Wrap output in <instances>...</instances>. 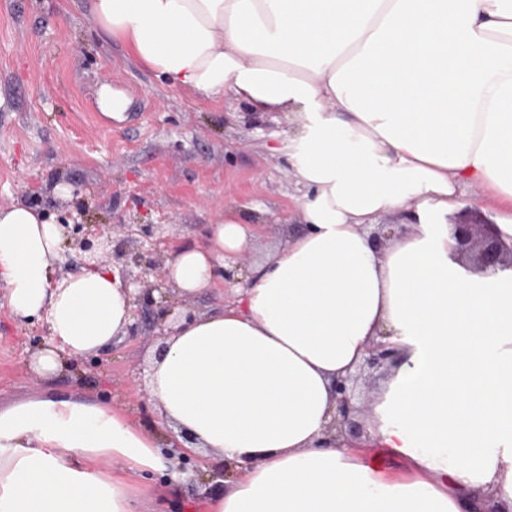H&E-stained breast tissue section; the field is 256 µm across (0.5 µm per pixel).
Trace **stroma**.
<instances>
[{"label":"stroma","mask_w":512,"mask_h":512,"mask_svg":"<svg viewBox=\"0 0 512 512\" xmlns=\"http://www.w3.org/2000/svg\"><path fill=\"white\" fill-rule=\"evenodd\" d=\"M104 83L129 100L118 116L98 108ZM249 109L230 95L210 100L164 84L91 29L89 0H0V207L80 208L116 242L121 224H166L180 244L201 241L230 201L258 213L262 236L248 251L260 262L287 244L303 191L281 114L265 115L261 129L246 123ZM47 344L42 322L13 318L0 285V405L42 394L101 403L166 447L171 430L147 386L155 330L69 356L49 380L31 370ZM133 483L149 488L155 512H208L231 486L203 470L175 496L164 470Z\"/></svg>","instance_id":"obj_1"}]
</instances>
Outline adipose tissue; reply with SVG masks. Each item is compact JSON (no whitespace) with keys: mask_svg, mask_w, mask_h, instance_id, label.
Instances as JSON below:
<instances>
[{"mask_svg":"<svg viewBox=\"0 0 512 512\" xmlns=\"http://www.w3.org/2000/svg\"><path fill=\"white\" fill-rule=\"evenodd\" d=\"M89 19L169 86L298 128L302 230L230 303L175 316L152 362L162 424L191 455L240 468L209 512H512V267L469 269L448 235L476 185L501 203L495 233L512 249V0H92ZM394 213L411 230L374 249L368 227ZM259 233L225 205L169 262L177 300L223 287ZM62 237L43 209L0 207V283L17 322L45 323L43 378L131 321L116 271L63 272ZM378 338L398 359L366 439L315 447L334 379ZM164 465L106 405L0 406V512H141L130 478Z\"/></svg>","mask_w":512,"mask_h":512,"instance_id":"1","label":"adipose tissue"}]
</instances>
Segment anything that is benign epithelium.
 <instances>
[{
  "instance_id": "obj_1",
  "label": "benign epithelium",
  "mask_w": 512,
  "mask_h": 512,
  "mask_svg": "<svg viewBox=\"0 0 512 512\" xmlns=\"http://www.w3.org/2000/svg\"><path fill=\"white\" fill-rule=\"evenodd\" d=\"M67 247L80 255V262H66L65 269L93 270L100 266L103 257L110 254L112 261L120 265L125 285L133 288L132 322L127 326L128 335H139L140 323L152 319L158 329L157 337L165 336V322L174 308V287L165 272V265L172 261L171 237L164 224H123L122 243L112 245L102 224L84 222L81 212L69 214V222L62 224ZM407 231L404 224L378 225L371 239L381 249L399 233ZM448 235L456 242L457 255L469 261L475 269L487 272L502 268L512 262L500 239L486 224L452 222ZM396 355L388 344L371 341L366 345L365 358L359 370L336 378L334 394L336 407L321 437L314 443L316 448L351 447L364 434L359 419L362 408L356 401V388L364 368L378 370L394 362Z\"/></svg>"
}]
</instances>
